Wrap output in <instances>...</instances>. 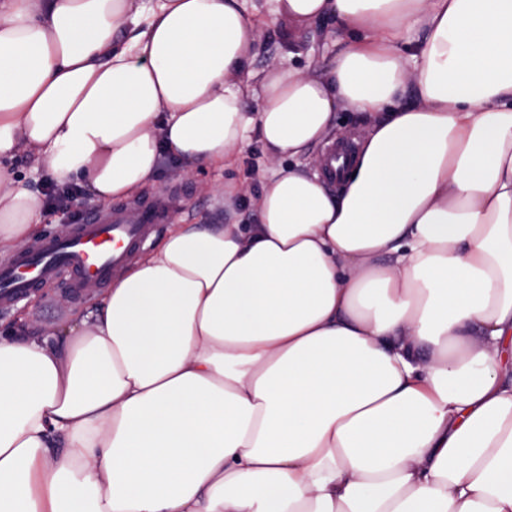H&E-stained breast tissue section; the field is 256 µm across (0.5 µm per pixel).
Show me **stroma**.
I'll use <instances>...</instances> for the list:
<instances>
[{
  "label": "stroma",
  "mask_w": 512,
  "mask_h": 512,
  "mask_svg": "<svg viewBox=\"0 0 512 512\" xmlns=\"http://www.w3.org/2000/svg\"><path fill=\"white\" fill-rule=\"evenodd\" d=\"M247 10L260 22L258 50L254 62L256 74L283 65L298 69L322 61L330 54L328 22L289 28L285 19L275 17L269 0H246ZM270 165L259 141H252L228 168L209 167L186 170L178 162L162 159L157 180L136 193L142 201L161 195L173 196L178 207L172 221L176 224H254L259 220L258 203ZM234 182L237 192L225 199L224 185ZM92 303L91 296H74L65 281L39 288L10 310H0V327H22L39 336L53 334L58 327Z\"/></svg>",
  "instance_id": "1"
}]
</instances>
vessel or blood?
I'll list each match as a JSON object with an SVG mask.
<instances>
[{
  "label": "vessel or blood",
  "mask_w": 512,
  "mask_h": 512,
  "mask_svg": "<svg viewBox=\"0 0 512 512\" xmlns=\"http://www.w3.org/2000/svg\"><path fill=\"white\" fill-rule=\"evenodd\" d=\"M175 212L171 199L143 202L125 210L97 213L34 249L0 264V307L23 292L65 279L79 292L86 277L109 279L138 253L156 227Z\"/></svg>",
  "instance_id": "obj_1"
}]
</instances>
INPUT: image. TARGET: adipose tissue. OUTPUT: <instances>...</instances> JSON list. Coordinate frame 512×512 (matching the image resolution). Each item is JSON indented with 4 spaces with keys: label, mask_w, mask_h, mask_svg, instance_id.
Instances as JSON below:
<instances>
[{
    "label": "adipose tissue",
    "mask_w": 512,
    "mask_h": 512,
    "mask_svg": "<svg viewBox=\"0 0 512 512\" xmlns=\"http://www.w3.org/2000/svg\"><path fill=\"white\" fill-rule=\"evenodd\" d=\"M273 12L339 49L258 79L240 0H0V256L41 233L22 147L104 205L165 155L272 164L259 223L170 225L56 335L0 332V512H512V0Z\"/></svg>",
    "instance_id": "1"
}]
</instances>
